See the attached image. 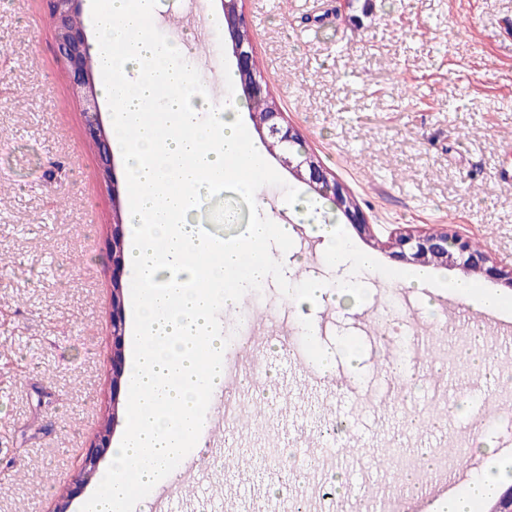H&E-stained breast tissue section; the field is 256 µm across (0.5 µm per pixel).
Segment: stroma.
Returning a JSON list of instances; mask_svg holds the SVG:
<instances>
[{"mask_svg":"<svg viewBox=\"0 0 512 512\" xmlns=\"http://www.w3.org/2000/svg\"><path fill=\"white\" fill-rule=\"evenodd\" d=\"M353 20L336 0H244L262 76L306 150L346 185L375 237L445 229L512 266V186L499 185L512 165L502 144L512 138V0H373ZM222 14L219 0H159L157 32L190 49L200 91L224 106V69L235 65L229 37L208 44V65L195 53V33L171 20L189 9ZM272 180L260 185V208L225 190L207 212L208 233L227 241L245 235L257 213L290 222L281 198L312 191L266 155ZM112 200L99 158L83 131L79 105L55 50L45 0H0V512H52L79 475L104 416L128 431V404L112 402V263L106 240ZM273 267L296 261L298 279L335 283L320 238L303 225L285 246H271ZM388 273L367 278L362 301L327 298L308 313L322 348L350 380H391L377 347L360 341L363 314L384 339L407 346L448 292L422 296L390 277L399 262L381 251ZM289 303L279 280L245 293L218 314L224 353L237 350L245 315L268 341L260 351L267 376L254 396L231 388L240 418L224 423L229 460L209 485L175 476L183 494L206 493L223 512H316L319 495L339 485L345 502L398 495L392 468L371 472L363 488L352 476L395 448L424 449L438 459L463 440L474 472L512 467V355L484 337L479 311L471 327L433 337L422 375L404 376L403 410L361 404L353 417L371 422L354 456L321 452L330 423V393L307 387L305 366L290 359L273 315ZM448 375V393L433 398L430 375Z\"/></svg>","mask_w":512,"mask_h":512,"instance_id":"1","label":"stroma"}]
</instances>
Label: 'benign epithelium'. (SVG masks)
<instances>
[{
    "mask_svg": "<svg viewBox=\"0 0 512 512\" xmlns=\"http://www.w3.org/2000/svg\"><path fill=\"white\" fill-rule=\"evenodd\" d=\"M82 0H47L50 13L55 19V43L57 53L66 67V76L82 105L85 138L98 148L100 170L106 183L112 186V235L109 244L112 261V419H117L119 398L125 388L124 335L125 305L124 276L126 263L124 251L125 224L121 215L120 191L114 178L112 148L99 112V93L94 80V67L89 56L90 44L84 27L71 26V17L82 13ZM224 28L227 29L236 58L240 88L249 97H268L267 82L256 73L253 47L247 18L242 10V0H221ZM255 130L262 141L279 142L285 146L299 140L294 128L285 124L284 113L275 106L256 122ZM278 160L298 180L305 182L315 192H331L339 210L357 233L372 236L371 225L348 191L330 178L328 169L314 153L305 151L295 155L288 150L277 154ZM387 248L391 255L409 264L436 262L455 266L467 276L477 275L503 281L512 288V270H506L493 262L486 253L472 247L468 238L450 235L446 231L424 234L399 233L390 238ZM112 432L100 433L89 446L83 469L96 471L101 460L111 448ZM87 483L75 480L73 486L62 493L53 512H71L76 495Z\"/></svg>",
    "mask_w": 512,
    "mask_h": 512,
    "instance_id": "benign-epithelium-1",
    "label": "benign epithelium"
}]
</instances>
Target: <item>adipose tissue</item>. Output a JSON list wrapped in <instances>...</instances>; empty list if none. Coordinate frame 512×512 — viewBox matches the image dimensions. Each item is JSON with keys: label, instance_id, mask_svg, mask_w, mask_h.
Instances as JSON below:
<instances>
[{"label": "adipose tissue", "instance_id": "adipose-tissue-1", "mask_svg": "<svg viewBox=\"0 0 512 512\" xmlns=\"http://www.w3.org/2000/svg\"><path fill=\"white\" fill-rule=\"evenodd\" d=\"M88 9L101 93L111 112L112 149L123 157L131 187L127 262L140 290L128 371L140 396L129 410V432L113 449L87 507L119 512L130 497L129 470H137L142 487L157 485L173 478L183 450L201 441L203 393L224 382V330L217 314L266 285V252L271 244H287L294 227L256 219L242 240L226 244L190 221L202 199L228 183L250 191L252 173L266 168L243 134L245 106L233 95L234 70H224L223 109L207 111L186 47L151 27L157 0H88ZM282 206L322 238L327 263L345 272L341 291L352 290L353 275L379 274L374 256L323 220L321 200L301 204L290 192ZM401 277L418 290L447 287L481 309L512 308L511 299L467 280L444 281L428 268Z\"/></svg>", "mask_w": 512, "mask_h": 512}]
</instances>
